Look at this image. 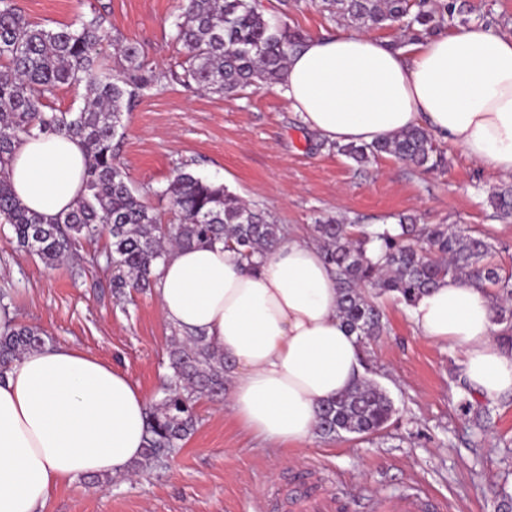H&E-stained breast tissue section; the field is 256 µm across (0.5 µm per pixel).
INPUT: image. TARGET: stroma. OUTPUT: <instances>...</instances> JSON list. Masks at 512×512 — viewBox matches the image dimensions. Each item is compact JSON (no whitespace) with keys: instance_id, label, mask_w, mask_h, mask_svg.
Segmentation results:
<instances>
[{"instance_id":"35a3bbf8","label":"stroma","mask_w":512,"mask_h":512,"mask_svg":"<svg viewBox=\"0 0 512 512\" xmlns=\"http://www.w3.org/2000/svg\"><path fill=\"white\" fill-rule=\"evenodd\" d=\"M14 2L49 28L103 15L113 35L139 43L163 72L125 115L117 160L164 223L174 216L159 192L184 168L223 182L290 233L309 231L320 218L394 224L409 216L420 224L470 227L493 245V262L512 271V219L494 218L487 202L507 179L476 166L461 148L438 141L446 163L431 170L389 155L360 166L323 147L276 88L224 97L184 86L171 77L186 60L173 39L183 0ZM259 3L272 22L306 37L349 27L321 0ZM470 25L512 35V0H456L444 29ZM108 249L107 238L85 241L82 265L65 259L49 268L0 228V279L14 285L10 310L18 324L41 328L48 344L75 346L111 363L155 404L170 373L173 329L155 292L113 295ZM381 305L388 331L372 346V377L397 409L384 435L273 448L231 416L226 397L202 395L196 430L164 465L105 483L76 477L53 492L43 512H265L260 492L291 489L309 467L328 490L347 493L348 512H364L369 496L414 490L444 512H498L495 491L512 497V396L494 402L492 427L472 446L471 416L459 406L458 352L421 336L407 307L390 298Z\"/></svg>"}]
</instances>
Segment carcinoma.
<instances>
[{
	"label": "carcinoma",
	"instance_id": "cac0c4a2",
	"mask_svg": "<svg viewBox=\"0 0 512 512\" xmlns=\"http://www.w3.org/2000/svg\"><path fill=\"white\" fill-rule=\"evenodd\" d=\"M343 19L365 27L403 23L415 39L435 22V14L452 12L448 0H322ZM111 35L99 15L79 24L47 29L30 21L14 0H0V224L9 226L19 247L48 267L80 241L107 235L112 288L146 290L169 248L211 244L221 240L246 261L274 250L284 229L263 211L224 185L178 171L161 195L168 199L178 223L163 227L143 195L127 183L117 162L114 141L123 128V113L158 76L149 67L140 44L116 40L118 66L102 71L97 57ZM173 39L187 53L183 74L172 77L199 89L234 96L252 86H273L283 79L288 50L304 38L267 19L255 0H185L174 22ZM85 83L87 98L77 112H56L46 104L62 85ZM65 132L86 151L85 193L71 210L46 220L16 198L9 166L16 146L37 133ZM330 149L364 164L383 154L422 168L443 163L428 132L414 127L371 144L333 143ZM494 217L512 218V187L489 195ZM312 235L325 263L336 273L338 312L344 326L363 348L386 330L377 298L392 296L410 307L445 277H466L499 301L496 322L502 338L512 342V272L486 262L492 245L468 229L446 224L398 227L362 226L357 231L330 218L313 225ZM45 345L40 329L5 326L0 334V373L27 351ZM162 401L149 407L146 441L135 468L164 463L194 430L196 399L224 393L230 366L224 352L202 336H173ZM396 413L393 400L371 379L324 402L317 411L316 433L326 439L345 434L370 438L382 434ZM491 419L490 408L472 421L479 445Z\"/></svg>",
	"mask_w": 512,
	"mask_h": 512
}]
</instances>
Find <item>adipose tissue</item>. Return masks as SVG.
I'll return each mask as SVG.
<instances>
[{"label":"adipose tissue","mask_w":512,"mask_h":512,"mask_svg":"<svg viewBox=\"0 0 512 512\" xmlns=\"http://www.w3.org/2000/svg\"><path fill=\"white\" fill-rule=\"evenodd\" d=\"M280 88L329 141L372 143L413 126L512 175V35L484 26L438 30L402 47L348 29L289 51ZM86 152L64 133L15 150L17 199L52 217L84 191ZM162 319L201 335L230 361L228 407L258 438L296 448L314 437L319 406L366 375L338 315L336 275L318 246L289 237L248 268L223 243L172 248L157 266ZM415 329L461 357L479 398L512 396V344L499 341L487 293L444 278L410 309ZM148 399L130 378L74 346L25 353L0 376V512H42L82 475H123L142 452Z\"/></svg>","instance_id":"obj_1"}]
</instances>
